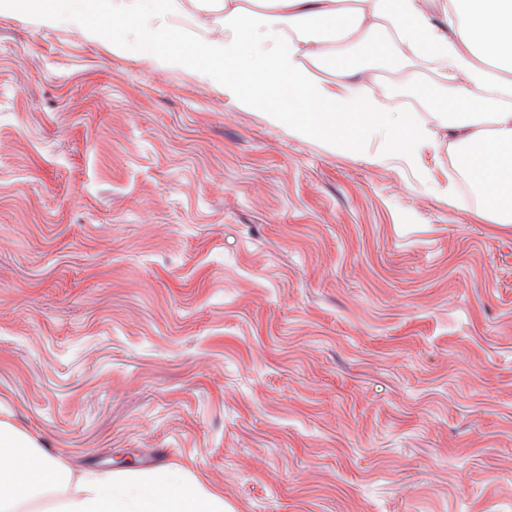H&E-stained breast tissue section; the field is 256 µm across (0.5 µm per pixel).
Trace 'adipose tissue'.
<instances>
[{"label": "adipose tissue", "instance_id": "obj_1", "mask_svg": "<svg viewBox=\"0 0 512 512\" xmlns=\"http://www.w3.org/2000/svg\"><path fill=\"white\" fill-rule=\"evenodd\" d=\"M38 25L84 30L104 42V29L87 26L82 12L60 0H40ZM397 41L408 62L431 64L451 112L412 116L389 111L374 89L378 73L342 69L337 45L384 49ZM250 47L247 71L234 70ZM160 67L193 70L198 81L230 98L267 108L300 134L353 144L383 130L387 150L418 169L426 149L454 150L484 213L512 224V0H446L434 13L428 0H224V33L195 37L191 49L160 56ZM335 78H326V71ZM297 107L274 108L281 86ZM66 489L48 512H224L223 504L164 476L137 485L90 472L72 477L33 440L0 422V512H18L49 490Z\"/></svg>", "mask_w": 512, "mask_h": 512}]
</instances>
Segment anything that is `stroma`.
Masks as SVG:
<instances>
[{
	"mask_svg": "<svg viewBox=\"0 0 512 512\" xmlns=\"http://www.w3.org/2000/svg\"><path fill=\"white\" fill-rule=\"evenodd\" d=\"M0 11V420L224 512H512V224Z\"/></svg>",
	"mask_w": 512,
	"mask_h": 512,
	"instance_id": "stroma-1",
	"label": "stroma"
}]
</instances>
